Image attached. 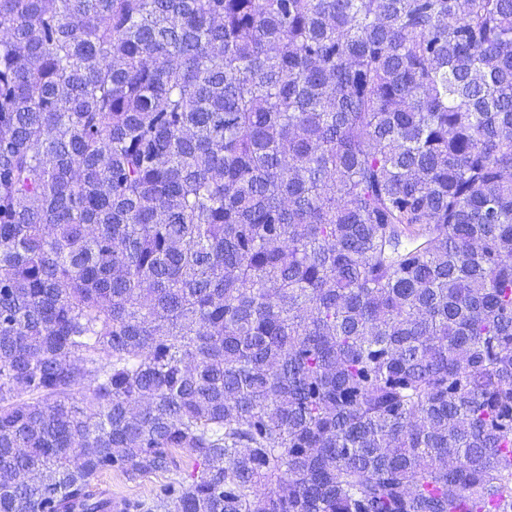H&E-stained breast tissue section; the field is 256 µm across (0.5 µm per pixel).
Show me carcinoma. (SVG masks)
I'll return each mask as SVG.
<instances>
[{
    "mask_svg": "<svg viewBox=\"0 0 512 512\" xmlns=\"http://www.w3.org/2000/svg\"><path fill=\"white\" fill-rule=\"evenodd\" d=\"M0 512H512V0H0ZM180 471H169L151 474L135 482H129L115 473L104 474L98 479L99 487L109 490L112 498L116 500L139 499L144 500L151 497L153 490L159 484L178 480L188 476L192 471V464L185 458L180 463Z\"/></svg>",
    "mask_w": 512,
    "mask_h": 512,
    "instance_id": "carcinoma-1",
    "label": "carcinoma"
}]
</instances>
